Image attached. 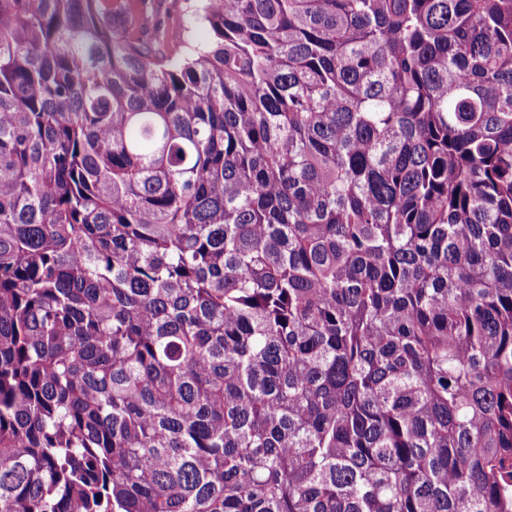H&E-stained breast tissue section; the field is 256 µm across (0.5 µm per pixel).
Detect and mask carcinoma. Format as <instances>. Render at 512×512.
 <instances>
[{"instance_id": "cac0c4a2", "label": "carcinoma", "mask_w": 512, "mask_h": 512, "mask_svg": "<svg viewBox=\"0 0 512 512\" xmlns=\"http://www.w3.org/2000/svg\"><path fill=\"white\" fill-rule=\"evenodd\" d=\"M0 0V512H512V0Z\"/></svg>"}]
</instances>
